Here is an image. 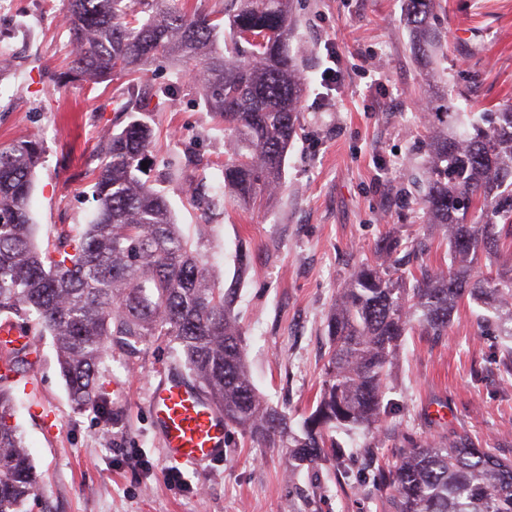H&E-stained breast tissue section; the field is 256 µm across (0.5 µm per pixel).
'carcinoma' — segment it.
Listing matches in <instances>:
<instances>
[{
  "label": "carcinoma",
  "instance_id": "cac0c4a2",
  "mask_svg": "<svg viewBox=\"0 0 512 512\" xmlns=\"http://www.w3.org/2000/svg\"><path fill=\"white\" fill-rule=\"evenodd\" d=\"M436 0H407L404 22L419 52L442 51ZM70 79L130 78L142 98L148 67L164 58L202 72L203 101L234 136L224 188L245 209L270 201L282 185L288 148L298 134L305 84L288 36L292 0H230L224 22L174 0H67ZM229 31L219 46L222 30ZM130 108L112 133L94 174L97 208L83 229H61L52 248L34 239V136L0 148V313L52 336L73 409L112 423L117 409L100 366L118 346L128 354L163 339L173 363L222 409L227 425L261 448L289 449L288 467L331 464L346 473L330 433L367 428L387 413L392 360L414 330L448 335L464 301L512 342V105L460 121L446 106L431 112L424 163L427 223L448 233L451 264L425 262L427 240H388L338 290L327 319L328 358L315 409L299 434L285 411L258 393L246 366L245 335L235 312L246 258L220 286L188 247L167 199L141 177L152 128ZM487 272L475 269L479 259ZM16 374L38 362L28 344L0 343ZM15 383L0 378V512H26L39 478L17 427L9 423ZM377 485L392 512H512V449L486 448L450 431L409 442Z\"/></svg>",
  "mask_w": 512,
  "mask_h": 512
}]
</instances>
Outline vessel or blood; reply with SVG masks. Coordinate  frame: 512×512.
<instances>
[{
	"label": "vessel or blood",
	"mask_w": 512,
	"mask_h": 512,
	"mask_svg": "<svg viewBox=\"0 0 512 512\" xmlns=\"http://www.w3.org/2000/svg\"><path fill=\"white\" fill-rule=\"evenodd\" d=\"M148 409L168 459L199 468L224 456L228 437L223 413L176 370L150 385Z\"/></svg>",
	"instance_id": "1"
}]
</instances>
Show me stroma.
<instances>
[{"instance_id": "obj_1", "label": "stroma", "mask_w": 512, "mask_h": 512, "mask_svg": "<svg viewBox=\"0 0 512 512\" xmlns=\"http://www.w3.org/2000/svg\"><path fill=\"white\" fill-rule=\"evenodd\" d=\"M404 3L293 0L289 46L307 85L300 129L282 189L249 211L217 190L231 136L193 78L165 60L151 68L148 178L216 281L231 279L236 250L249 249L236 305L247 363L258 392L296 429L316 405L336 293L378 242L424 236L428 264L450 261L447 237L422 207L428 129L417 104L439 95L459 112L512 104V0H440L448 41L435 62L411 50ZM70 52L64 0H11L0 11V147L41 141L31 213L43 247L93 213L100 146L129 120L127 79L65 82ZM329 66L342 76L333 90L321 82ZM479 313L462 304L441 341L405 338L387 382L389 417L332 433L347 455L342 479L326 466L289 474L287 449L253 447L233 428L224 457L202 472L181 466L182 484L171 483L147 404L150 383L172 362L166 344L113 350L101 368L118 411L108 426L74 411L52 338L38 337L40 361L31 385L15 388L11 419L41 478L26 512H389L373 479L408 440L455 430L512 444L506 343L478 326Z\"/></svg>"}]
</instances>
